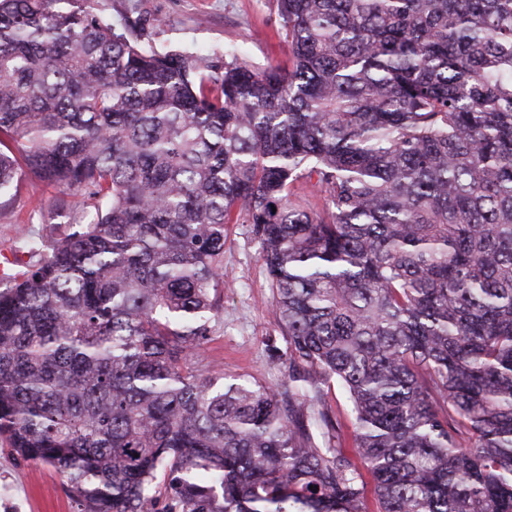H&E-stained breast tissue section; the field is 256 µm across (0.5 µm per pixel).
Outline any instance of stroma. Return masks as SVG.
I'll list each match as a JSON object with an SVG mask.
<instances>
[{
  "mask_svg": "<svg viewBox=\"0 0 512 512\" xmlns=\"http://www.w3.org/2000/svg\"><path fill=\"white\" fill-rule=\"evenodd\" d=\"M112 18L128 16L144 26V38L161 53L241 49L258 67L289 68L291 50L281 30L276 0H91ZM93 212L83 195H64L41 181L22 183L17 197L0 204V245L21 233L56 236L73 219ZM224 303L201 355L226 375L282 382L286 361L272 358L268 339L279 336L269 306L270 279L249 227L231 225L224 240ZM65 479L54 466L25 463L0 451V512H75Z\"/></svg>",
  "mask_w": 512,
  "mask_h": 512,
  "instance_id": "1",
  "label": "stroma"
}]
</instances>
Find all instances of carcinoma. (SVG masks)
Instances as JSON below:
<instances>
[{
    "label": "carcinoma",
    "mask_w": 512,
    "mask_h": 512,
    "mask_svg": "<svg viewBox=\"0 0 512 512\" xmlns=\"http://www.w3.org/2000/svg\"><path fill=\"white\" fill-rule=\"evenodd\" d=\"M291 67L0 0V441L78 512H512V0H277ZM324 195L315 211L299 182ZM248 224L288 382L199 366ZM340 385L353 456L322 404ZM83 195H63L56 188L29 179L22 183L17 197L0 204V248L19 245L24 232L34 236L67 233L73 219L89 217L93 208ZM50 220L54 224H40Z\"/></svg>",
    "instance_id": "obj_1"
}]
</instances>
